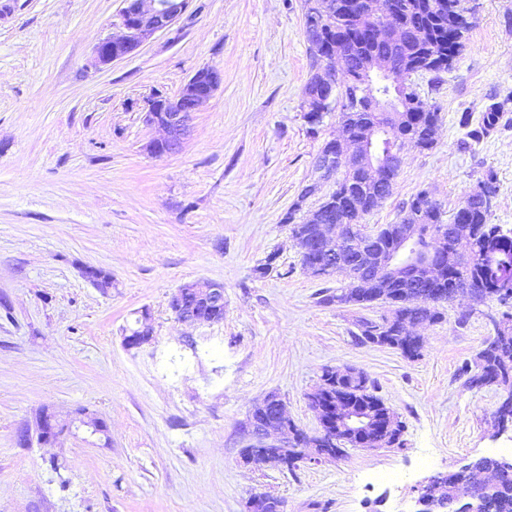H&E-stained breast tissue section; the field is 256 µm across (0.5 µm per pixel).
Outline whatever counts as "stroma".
<instances>
[{
	"mask_svg": "<svg viewBox=\"0 0 512 512\" xmlns=\"http://www.w3.org/2000/svg\"><path fill=\"white\" fill-rule=\"evenodd\" d=\"M471 29L448 71L415 74L440 122L429 151L407 150L392 195L363 219L399 222L429 190L456 210L486 172L492 223L512 229V0H466ZM123 0H0V512H245L256 493L284 512H412L426 477L512 448L495 436L499 387L469 390L459 371L490 334L491 300L465 326L467 297L417 327L419 357L359 342L358 322L389 307L324 305L344 287L304 269L284 217L309 180L336 112L303 118L312 58L302 0H188L173 26L96 65ZM205 66L224 82L195 112L181 152L147 153L153 95L175 97ZM503 103L500 125L460 149L469 125ZM276 261L266 275L257 268ZM112 275L100 290L83 275ZM224 286L221 322L186 325L181 286ZM153 339L127 348L141 317ZM374 381L404 425V448L348 449L292 471L245 460L244 426L271 394L308 434L307 396L324 368ZM84 408L108 436L79 429L22 445L41 410Z\"/></svg>",
	"mask_w": 512,
	"mask_h": 512,
	"instance_id": "35a3bbf8",
	"label": "stroma"
}]
</instances>
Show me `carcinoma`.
I'll use <instances>...</instances> for the list:
<instances>
[{"label":"carcinoma","instance_id":"1","mask_svg":"<svg viewBox=\"0 0 512 512\" xmlns=\"http://www.w3.org/2000/svg\"><path fill=\"white\" fill-rule=\"evenodd\" d=\"M409 4L402 12L409 34L400 43L371 40L367 32L379 29L384 17L367 19L361 23L340 28L337 37L341 38L340 48L349 54L347 81L338 94L346 101V111L339 114L342 126L348 137L356 139L364 136L379 124V115L368 109L370 90L356 84V75L363 59L368 55L382 56L391 62L393 71L401 77L399 94L405 112L401 113L399 124L392 127L391 133L381 139L377 148L389 161L388 173L384 180L373 181L359 168L352 165L343 172H319L313 168L318 178H310L297 201L288 211L285 222L291 225V237L295 240L313 241L319 237L322 224H341L349 229L362 224L363 218L392 194L395 179L402 161L396 156L404 144L419 151L430 150L435 144L434 134L440 117L435 106L421 98L413 84L406 77L415 70V63L422 57L427 45L451 54L456 59L464 50L466 34L470 22L459 0H454V8L445 14L431 7L430 0H403ZM504 105L490 104L483 113L478 127L470 130L467 136L479 140L495 129L503 119ZM334 181L336 189L319 206L296 218L302 210L303 202L319 192L321 185ZM497 196L496 177L488 171L479 181L477 188L469 193L456 208V220L448 226V255L442 257L438 279L429 287L416 273L400 282H385L379 277V254L397 244L398 236L408 224L420 226L418 242L427 247L432 243L431 235L442 224L443 212L429 191L421 190L403 204V216L397 224L381 227L369 245L358 252H345L346 244L336 242V253H346L348 266H338L336 261L316 253L313 260L331 267L322 273L330 276L343 272L348 278L346 287L336 292H326L321 297L325 305L367 306L382 301L396 306L394 319L384 317L379 322L362 319L359 321L360 340L391 349L409 346L407 357L416 358L421 354V337L408 332L406 325L434 324L442 319L437 305L455 299L457 291L467 285L482 283L479 302L499 299L498 293L506 289L512 272L483 260L489 252H496L500 246L512 245V237L500 232V226L490 223L493 200ZM493 335L488 337L483 348L477 353L473 363L466 364L460 372L463 386L470 390L488 386H500L512 399V313H503L498 321H492ZM374 381L367 380L364 392H358L355 385L336 381L335 388L322 397L324 402H333L341 393L356 402L373 405L380 411L388 407L374 394ZM281 399L271 396V401L263 409H255L252 421L274 419L279 414ZM471 493L480 496L487 504L489 512H512V469L501 465L496 457L478 461L467 480ZM458 478L454 471L439 472L434 489L429 497L436 512H459Z\"/></svg>","mask_w":512,"mask_h":512}]
</instances>
